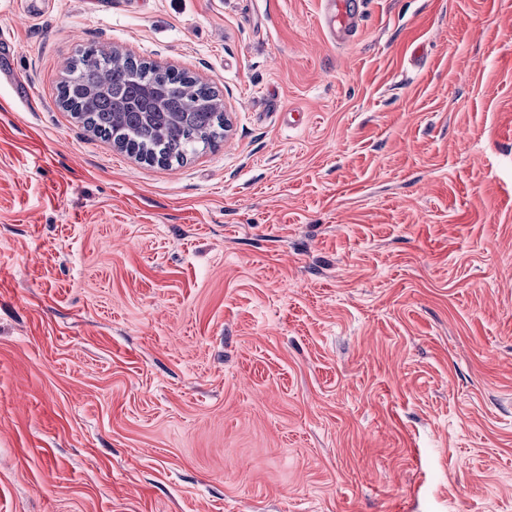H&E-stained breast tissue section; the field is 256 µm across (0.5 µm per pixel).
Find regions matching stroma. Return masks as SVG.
<instances>
[{
  "label": "stroma",
  "instance_id": "obj_1",
  "mask_svg": "<svg viewBox=\"0 0 512 512\" xmlns=\"http://www.w3.org/2000/svg\"><path fill=\"white\" fill-rule=\"evenodd\" d=\"M0 0V512H512V0ZM105 44L230 129L58 106ZM323 21L333 41L355 33L363 0H324ZM86 52L68 62L67 70L72 78L60 86L59 100H66L62 106L65 110L73 114L82 112L84 127L95 136L129 141L145 155L164 147L168 157L179 160L187 152L195 151L200 143L210 144L219 136V130L225 131V114L206 105L215 95L209 86L187 77L171 79L162 70H167L171 76L180 75L181 72L171 68L160 70L143 61H137L136 69L131 66V60H112L111 55L88 62ZM128 70L131 74L125 75ZM101 85L108 86L106 94L90 107L81 108L77 103L81 92ZM144 88L156 89L174 108L183 111L162 112L170 123H187L191 118L189 112H192L193 121L189 130L171 125L163 115H158L151 122L142 121L138 108L139 93ZM117 102L126 103L127 108L124 111L116 110ZM211 105L224 111V100L217 94Z\"/></svg>",
  "mask_w": 512,
  "mask_h": 512
}]
</instances>
